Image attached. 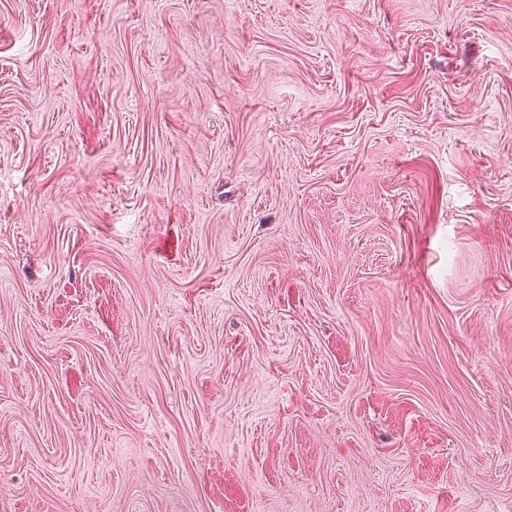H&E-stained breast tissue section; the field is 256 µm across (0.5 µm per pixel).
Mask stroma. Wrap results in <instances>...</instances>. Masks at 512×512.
Masks as SVG:
<instances>
[{
  "label": "stroma",
  "instance_id": "35a3bbf8",
  "mask_svg": "<svg viewBox=\"0 0 512 512\" xmlns=\"http://www.w3.org/2000/svg\"><path fill=\"white\" fill-rule=\"evenodd\" d=\"M0 512H512V0H0Z\"/></svg>",
  "mask_w": 512,
  "mask_h": 512
}]
</instances>
